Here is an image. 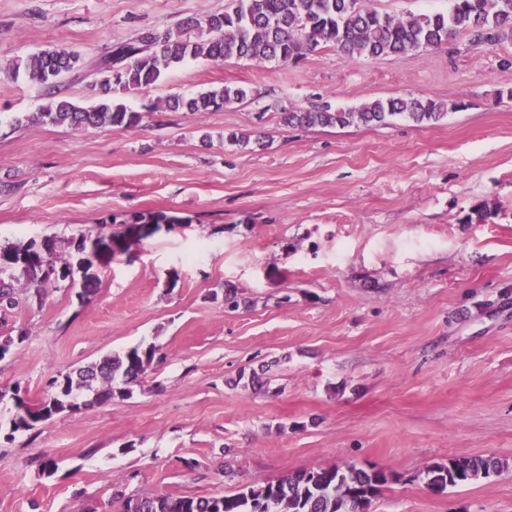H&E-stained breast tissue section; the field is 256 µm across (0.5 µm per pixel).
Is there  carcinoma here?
<instances>
[{
	"label": "carcinoma",
	"instance_id": "cac0c4a2",
	"mask_svg": "<svg viewBox=\"0 0 512 512\" xmlns=\"http://www.w3.org/2000/svg\"><path fill=\"white\" fill-rule=\"evenodd\" d=\"M467 33L477 41L496 42L512 38V0H452L445 13L408 14L401 18L364 8L360 0H234L232 9L204 19H189L177 31L149 30L114 46L110 59L96 65L92 87L104 93L119 87L143 89L156 84L165 70L187 59L223 62L236 58L256 63H288L322 44H330L348 58L400 56L413 48H438L448 38ZM78 54L53 47L15 61L14 71H24L30 80L56 89L60 79L79 66ZM247 97L243 86L211 88L194 96H177L165 101L169 109L203 114ZM448 105L432 99H376L357 109H334L331 104L308 110L282 109L281 122L305 128L347 127L354 123L385 124L405 115L417 124L436 122ZM141 115L110 99L81 106L52 93V99L29 120L48 121L72 130L107 125L135 127ZM103 237H82L68 258L58 254L56 243L32 240L23 246L0 245V261L17 264L18 276L0 285V306L18 305L15 284L41 294L47 282L34 268L23 267L24 259L50 248L52 261L81 274L83 293L99 283L98 266L89 257L91 248ZM156 348L133 347L122 354L103 357L93 367L64 374L51 383L52 394L11 418V433L30 431L44 421L51 407L58 414L72 411L80 393H93L105 402L130 394L136 382L153 363ZM504 463L494 457H453L423 470L427 486L437 492L469 485L501 472ZM394 476L381 469L354 464L331 465L301 470L275 483L247 485L237 493L220 497L157 496L129 497L124 512H369L372 501Z\"/></svg>",
	"mask_w": 512,
	"mask_h": 512
}]
</instances>
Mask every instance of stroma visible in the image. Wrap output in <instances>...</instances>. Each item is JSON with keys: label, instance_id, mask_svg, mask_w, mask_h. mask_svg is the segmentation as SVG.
I'll use <instances>...</instances> for the list:
<instances>
[{"label": "stroma", "instance_id": "1", "mask_svg": "<svg viewBox=\"0 0 512 512\" xmlns=\"http://www.w3.org/2000/svg\"><path fill=\"white\" fill-rule=\"evenodd\" d=\"M230 5L0 0V244L70 253L123 237L113 214L178 219L99 265L94 293L63 283L0 310V339H16L0 390L31 404L103 355L157 349L130 396L32 431L11 433L14 402L0 403V512H123L130 496L230 495L344 463L394 474L370 512H512V40L191 60L113 92L138 126L84 131L31 121L46 90L8 69L68 48L80 67L62 93L87 104L117 43ZM227 83L247 97L203 115L162 106ZM397 96L450 109L430 124L280 121ZM470 456L506 467L440 496L419 477Z\"/></svg>", "mask_w": 512, "mask_h": 512}]
</instances>
